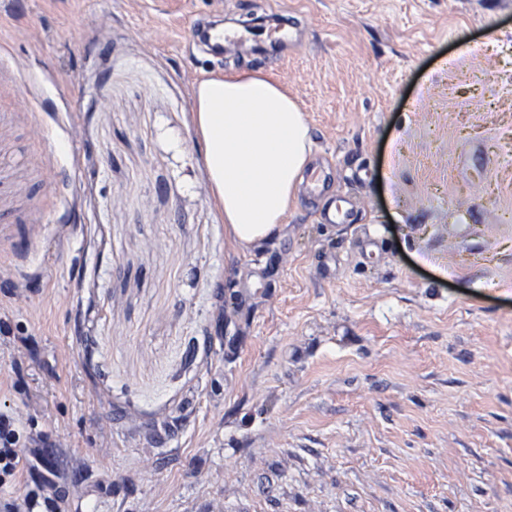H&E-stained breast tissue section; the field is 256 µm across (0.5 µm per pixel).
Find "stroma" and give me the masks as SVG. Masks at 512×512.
Instances as JSON below:
<instances>
[{"label":"stroma","instance_id":"obj_1","mask_svg":"<svg viewBox=\"0 0 512 512\" xmlns=\"http://www.w3.org/2000/svg\"><path fill=\"white\" fill-rule=\"evenodd\" d=\"M293 19L229 43L195 21ZM0 405L111 512H512V0H0ZM260 70L324 195L233 244L194 120ZM62 113L49 138L29 105ZM342 203L346 224H322ZM207 24H203L201 28L194 26L192 42L203 46L207 54L218 61L224 60V42L245 41L252 34L247 28L226 31L218 22H207Z\"/></svg>","mask_w":512,"mask_h":512}]
</instances>
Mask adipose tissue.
Segmentation results:
<instances>
[{
	"mask_svg": "<svg viewBox=\"0 0 512 512\" xmlns=\"http://www.w3.org/2000/svg\"><path fill=\"white\" fill-rule=\"evenodd\" d=\"M194 108L212 201L232 240L267 239L311 157L299 104L270 77L241 70L200 83Z\"/></svg>",
	"mask_w": 512,
	"mask_h": 512,
	"instance_id": "adipose-tissue-1",
	"label": "adipose tissue"
}]
</instances>
